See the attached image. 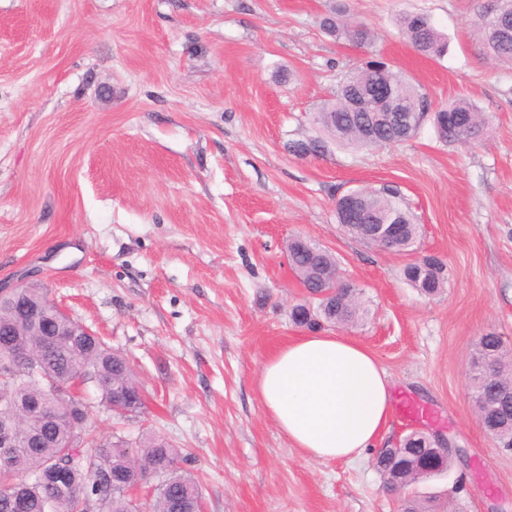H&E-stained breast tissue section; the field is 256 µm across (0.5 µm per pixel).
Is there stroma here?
I'll return each instance as SVG.
<instances>
[{
	"instance_id": "obj_1",
	"label": "stroma",
	"mask_w": 512,
	"mask_h": 512,
	"mask_svg": "<svg viewBox=\"0 0 512 512\" xmlns=\"http://www.w3.org/2000/svg\"><path fill=\"white\" fill-rule=\"evenodd\" d=\"M493 0H0V285L45 289L126 356L145 394L119 418L87 387L99 437L160 435L196 480L205 512H400L375 453L304 459L262 411L266 356L304 335L307 292L287 261L302 235L363 292L366 318L340 335L370 348L394 398L378 447L414 431L453 443L447 472L414 485L436 512H512V451L485 433L469 390L479 336L512 350V64L489 59L472 26ZM432 107L470 99L490 119L476 144L431 123L372 149L301 159L312 114L366 48L319 26L332 8ZM423 13L445 35L418 53L398 19ZM397 186L417 217L413 253L344 230L336 200ZM445 266L432 298L403 276Z\"/></svg>"
}]
</instances>
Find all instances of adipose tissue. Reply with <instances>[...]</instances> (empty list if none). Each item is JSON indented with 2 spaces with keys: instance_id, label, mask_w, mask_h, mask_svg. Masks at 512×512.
<instances>
[{
  "instance_id": "1",
  "label": "adipose tissue",
  "mask_w": 512,
  "mask_h": 512,
  "mask_svg": "<svg viewBox=\"0 0 512 512\" xmlns=\"http://www.w3.org/2000/svg\"><path fill=\"white\" fill-rule=\"evenodd\" d=\"M256 388L265 415L304 458L355 462L388 426L394 383L364 345L315 331L270 355Z\"/></svg>"
}]
</instances>
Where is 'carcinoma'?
Returning a JSON list of instances; mask_svg holds the SVG:
<instances>
[{
    "instance_id": "cac0c4a2",
    "label": "carcinoma",
    "mask_w": 512,
    "mask_h": 512,
    "mask_svg": "<svg viewBox=\"0 0 512 512\" xmlns=\"http://www.w3.org/2000/svg\"><path fill=\"white\" fill-rule=\"evenodd\" d=\"M321 27L338 41L372 44V35L366 28L340 19L337 11L324 16ZM473 27L488 57L512 62V0H499L497 8L479 12ZM400 28L420 54L434 57L445 51L446 44L427 15L405 14ZM384 82L390 83L393 89L388 108L404 110L410 115L412 134L400 140H391L386 132L375 136L364 134L357 114L348 110L347 96L351 90L371 89ZM428 109L427 97L415 85L386 62L373 59L341 74L332 99L313 113L319 135L295 140L289 149L303 158L314 152L325 153L331 143L352 148L403 143L420 129L417 113ZM433 123L441 139L467 146L479 137L486 119L471 100L459 98L437 109ZM359 193L370 212L376 215L391 210L402 198L400 190L393 185L361 188ZM401 219L402 236L393 248L395 252L409 251L420 231L409 207H401ZM288 263L306 288L317 282L330 288L339 280L334 255L309 240L288 245ZM365 315L360 292L354 288L347 298L295 305L291 320L297 326L314 330L324 325L357 323ZM45 340L44 336L25 337L29 347L44 357L45 377L41 380L0 352V420L16 424L23 433L41 431L45 427L42 417H24L16 410L17 403L31 399L45 402L46 414L54 417L39 447L16 449L10 466L0 468V512H12L11 498L17 490L27 501V512H77L82 500L96 491L102 493V512H137L138 504L128 489L153 479L157 484L148 504L150 512H199L202 496L198 485L182 466L178 452L160 436L148 434L130 451L120 439L100 440L88 428L76 432L65 406L50 392L54 386L61 390L68 388L70 370L84 368L113 412L139 413L144 400L127 398V392L137 385L127 359L96 336H71L46 352L43 351ZM469 388L485 431L500 447L512 450V353L493 332L485 333L476 342ZM73 439L86 459L82 466L71 464L68 445ZM425 455L423 440L414 433L404 437L400 447L379 452L376 467L384 486L391 488L398 473L408 487L429 479L407 466ZM58 464L69 466L68 488L64 492L44 477L47 469Z\"/></svg>"
}]
</instances>
